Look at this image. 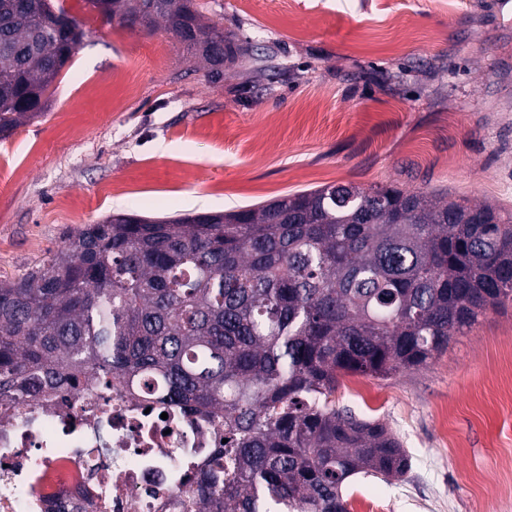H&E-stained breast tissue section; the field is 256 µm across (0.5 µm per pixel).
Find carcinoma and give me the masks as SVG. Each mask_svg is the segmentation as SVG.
Listing matches in <instances>:
<instances>
[{
	"label": "carcinoma",
	"mask_w": 512,
	"mask_h": 512,
	"mask_svg": "<svg viewBox=\"0 0 512 512\" xmlns=\"http://www.w3.org/2000/svg\"><path fill=\"white\" fill-rule=\"evenodd\" d=\"M159 23L207 75L248 55L195 0H87ZM86 32L56 0H0V138L46 114ZM512 304V213L445 191L324 185L211 214H114L0 281V406L116 388L190 409L220 438L178 489L185 512H349L359 474L411 467L377 420L339 409V377L387 379Z\"/></svg>",
	"instance_id": "1"
}]
</instances>
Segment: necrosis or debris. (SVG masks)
<instances>
[{"label": "necrosis or debris", "mask_w": 512, "mask_h": 512, "mask_svg": "<svg viewBox=\"0 0 512 512\" xmlns=\"http://www.w3.org/2000/svg\"><path fill=\"white\" fill-rule=\"evenodd\" d=\"M214 445L199 416L69 394L0 424V512H180L178 488Z\"/></svg>", "instance_id": "1"}]
</instances>
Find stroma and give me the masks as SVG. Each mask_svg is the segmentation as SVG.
Wrapping results in <instances>:
<instances>
[{
    "instance_id": "obj_1",
    "label": "stroma",
    "mask_w": 512,
    "mask_h": 512,
    "mask_svg": "<svg viewBox=\"0 0 512 512\" xmlns=\"http://www.w3.org/2000/svg\"><path fill=\"white\" fill-rule=\"evenodd\" d=\"M250 58L206 77L163 29L88 32L51 105L0 139V280L113 213L219 212L330 184L448 190L512 211V15L502 0H197ZM265 57V69L253 57ZM512 305L427 366L340 379L334 399L385 423L411 458L357 476L349 512H512Z\"/></svg>"
}]
</instances>
